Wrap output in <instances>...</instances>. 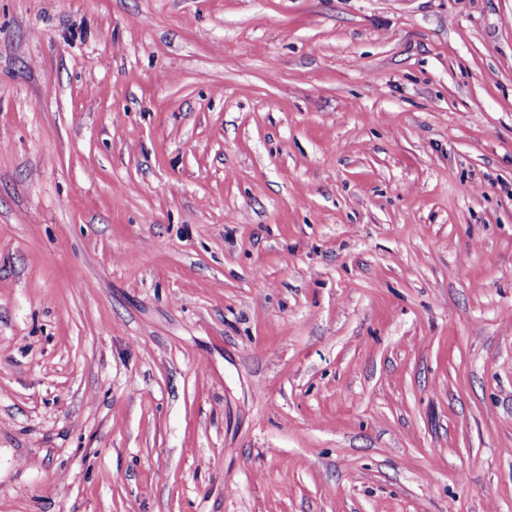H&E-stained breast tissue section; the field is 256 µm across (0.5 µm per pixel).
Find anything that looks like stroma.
Here are the masks:
<instances>
[{
  "instance_id": "obj_1",
  "label": "stroma",
  "mask_w": 512,
  "mask_h": 512,
  "mask_svg": "<svg viewBox=\"0 0 512 512\" xmlns=\"http://www.w3.org/2000/svg\"><path fill=\"white\" fill-rule=\"evenodd\" d=\"M0 512H512V0H0Z\"/></svg>"
}]
</instances>
